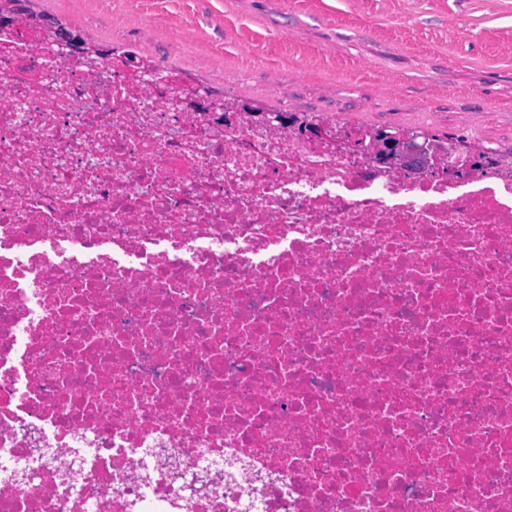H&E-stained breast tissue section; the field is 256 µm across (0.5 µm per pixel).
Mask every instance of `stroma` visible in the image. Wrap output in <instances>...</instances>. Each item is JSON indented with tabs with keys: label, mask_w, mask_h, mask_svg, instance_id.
I'll list each match as a JSON object with an SVG mask.
<instances>
[{
	"label": "stroma",
	"mask_w": 512,
	"mask_h": 512,
	"mask_svg": "<svg viewBox=\"0 0 512 512\" xmlns=\"http://www.w3.org/2000/svg\"><path fill=\"white\" fill-rule=\"evenodd\" d=\"M213 95L512 159V0H29Z\"/></svg>",
	"instance_id": "obj_1"
}]
</instances>
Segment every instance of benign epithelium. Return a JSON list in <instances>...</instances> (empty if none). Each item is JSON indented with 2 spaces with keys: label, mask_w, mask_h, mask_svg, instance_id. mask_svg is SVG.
<instances>
[{
  "label": "benign epithelium",
  "mask_w": 512,
  "mask_h": 512,
  "mask_svg": "<svg viewBox=\"0 0 512 512\" xmlns=\"http://www.w3.org/2000/svg\"><path fill=\"white\" fill-rule=\"evenodd\" d=\"M21 19L18 4L13 0H0V24L9 26ZM43 38L51 42L66 45L85 55H94L99 59L104 54L98 50L87 48L78 35L62 30L48 21L40 23ZM226 112H245L258 125L279 128L293 127L302 135L312 139L336 140V145L358 146L364 137H369V146L377 160L389 167L409 174H424L438 170L443 166L454 172H465L477 158V150L461 142L448 140V152L437 150L436 142L424 133L415 131H390L385 128L371 130L367 133L345 126L333 127L324 121L306 114L271 112L263 104L257 102H238L224 107Z\"/></svg>",
  "instance_id": "1"
}]
</instances>
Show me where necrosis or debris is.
Instances as JSON below:
<instances>
[{
	"instance_id": "necrosis-or-debris-1",
	"label": "necrosis or debris",
	"mask_w": 512,
	"mask_h": 512,
	"mask_svg": "<svg viewBox=\"0 0 512 512\" xmlns=\"http://www.w3.org/2000/svg\"><path fill=\"white\" fill-rule=\"evenodd\" d=\"M179 81L0 28V512H512V169Z\"/></svg>"
}]
</instances>
